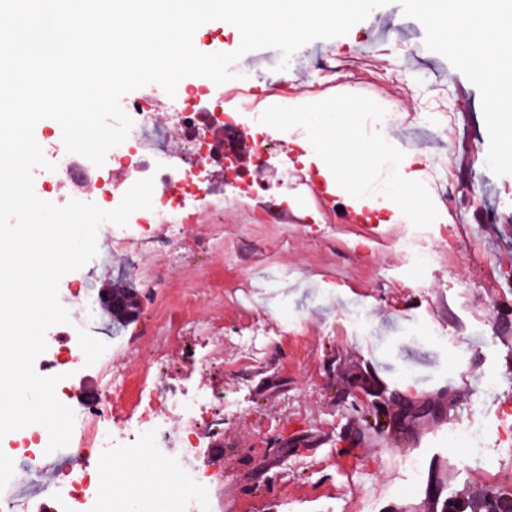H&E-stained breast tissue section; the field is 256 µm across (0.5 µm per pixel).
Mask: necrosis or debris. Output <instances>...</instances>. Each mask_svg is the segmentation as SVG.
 Returning <instances> with one entry per match:
<instances>
[{
    "instance_id": "necrosis-or-debris-1",
    "label": "necrosis or debris",
    "mask_w": 512,
    "mask_h": 512,
    "mask_svg": "<svg viewBox=\"0 0 512 512\" xmlns=\"http://www.w3.org/2000/svg\"><path fill=\"white\" fill-rule=\"evenodd\" d=\"M133 125L126 140L113 148L112 160L120 170L147 174L155 181L176 185V192L162 193L150 209L144 210L143 223L156 226L154 244L176 241L186 230L185 217L197 200L201 187L188 166L189 156L210 157L211 145L201 142L198 134L214 118L213 113L197 110L195 98H187L176 127L157 122L154 112L140 103L129 106ZM179 130L184 149L172 151V130ZM104 253L116 252L130 271L142 269L147 254L130 238L128 227L104 225L101 232ZM93 276L81 280L73 301L82 309L81 317L68 324L66 336L53 354L52 366L65 374L80 368L85 359L84 333L95 326L97 318L88 311L94 297ZM211 395L203 390L188 392L179 385L159 382L145 385L137 394L141 412L130 436L137 445L130 453L134 460L175 458L180 475L178 487L168 489L171 512H224V493L220 486L200 485L201 450L206 447L209 430L203 427L200 409L209 404ZM74 426L71 453L93 450L100 466L112 462L115 443L111 427L105 423L104 405L91 400L72 408ZM0 512H118L107 488L88 467L72 469L66 482L53 488H5L0 490Z\"/></svg>"
}]
</instances>
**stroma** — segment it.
I'll return each mask as SVG.
<instances>
[{"instance_id": "1", "label": "stroma", "mask_w": 512, "mask_h": 512, "mask_svg": "<svg viewBox=\"0 0 512 512\" xmlns=\"http://www.w3.org/2000/svg\"><path fill=\"white\" fill-rule=\"evenodd\" d=\"M424 37L391 0L347 34L306 44L299 66L267 73L263 92L243 73L276 56L273 48L246 53L235 79L185 82L206 86L203 106L237 112L249 134L254 113L287 97L343 90L399 110L388 136L418 152L399 173L437 197L438 216L423 230L428 263L400 250L414 229L401 211L347 222L340 210L355 197H317L306 177L323 161L311 152L295 165L303 196L286 219L267 222L234 175L209 162L210 192L182 240L151 254L141 274L99 275L98 287L123 280L141 304L138 320L108 339L129 373L109 407L113 431L132 416L145 379L223 390L213 405L223 424L204 461L224 485V512H461L512 493V457L487 468L446 441L473 420L512 414V175L486 164L478 88ZM322 54L335 68L316 65ZM180 322L224 329L191 373L190 338L153 358L157 336ZM65 385L75 405L100 397L106 379L90 360ZM49 441L41 425L1 437L0 450L15 458L8 475L29 483L16 458ZM410 459L419 475L402 470Z\"/></svg>"}]
</instances>
